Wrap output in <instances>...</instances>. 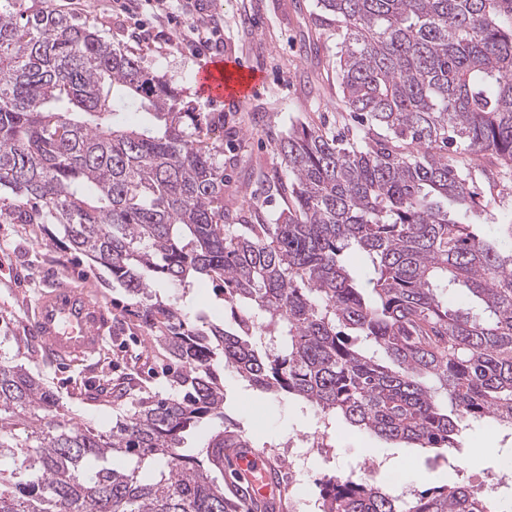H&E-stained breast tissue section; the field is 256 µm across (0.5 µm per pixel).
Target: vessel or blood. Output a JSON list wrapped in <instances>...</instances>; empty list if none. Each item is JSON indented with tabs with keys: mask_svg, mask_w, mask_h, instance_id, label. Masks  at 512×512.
Wrapping results in <instances>:
<instances>
[{
	"mask_svg": "<svg viewBox=\"0 0 512 512\" xmlns=\"http://www.w3.org/2000/svg\"><path fill=\"white\" fill-rule=\"evenodd\" d=\"M199 84L210 98L246 99L256 88L243 81L236 67L213 58L199 72ZM32 331L45 354L56 362H73L93 357L105 336L112 331V319L100 299L87 289L64 283L44 292L32 317ZM231 457L249 481L255 503L278 506L280 484L262 453L252 448L233 450Z\"/></svg>",
	"mask_w": 512,
	"mask_h": 512,
	"instance_id": "b4317fda",
	"label": "vessel or blood"
}]
</instances>
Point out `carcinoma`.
Masks as SVG:
<instances>
[{
	"instance_id": "cac0c4a2",
	"label": "carcinoma",
	"mask_w": 512,
	"mask_h": 512,
	"mask_svg": "<svg viewBox=\"0 0 512 512\" xmlns=\"http://www.w3.org/2000/svg\"><path fill=\"white\" fill-rule=\"evenodd\" d=\"M18 2L0 0V223L54 224L110 273L174 393L116 384L128 408L102 432L0 362V512H230L215 473L252 444L222 429L188 446L224 421L226 367L412 448H456L470 420L512 429V221L493 235L466 222L496 198L456 161L512 176V0H318L351 123L277 141L287 205L272 219L224 211V113L185 110L133 50ZM156 279L180 294L158 298ZM210 280L230 330L181 313ZM455 288L478 309L448 307ZM323 508L494 512L471 485L406 500L349 476L327 479Z\"/></svg>"
}]
</instances>
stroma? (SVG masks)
<instances>
[{"mask_svg": "<svg viewBox=\"0 0 512 512\" xmlns=\"http://www.w3.org/2000/svg\"><path fill=\"white\" fill-rule=\"evenodd\" d=\"M61 13L74 15L105 33L113 44L134 46L143 66L178 88L185 106L197 112L224 115L226 167L224 205L230 213L274 216L282 200L270 189L280 170L274 142L295 125L336 129L350 117L336 84V40L333 28L316 23V0H187L190 18L219 21V43L193 51L178 45V26L157 21L155 7L137 0V13L128 16L115 0H50ZM142 23L145 34L134 25ZM215 56L239 62L260 79L258 90L244 103L217 102L200 92L197 74ZM52 224L0 223V356L38 375L58 395L66 418L107 431L117 417L110 393L99 402L84 398L87 387L135 378L153 393L170 391L148 338L137 328L131 299L123 288L86 257L58 242ZM85 287L99 296L117 316L120 334L105 336L89 362L58 364L45 358L30 338L25 322L49 282ZM229 429L251 440L278 470H285L289 439L321 430L329 435L331 452L299 449L295 460L310 492V506L298 505L294 490L283 492V512H321L323 483L336 474L364 475L372 458L383 459L397 474L392 493L433 492L470 482L473 475L499 470L503 457L512 458V430L492 420L473 421L455 450H421L391 443L358 431L346 421L327 419L314 407L285 394L258 390L224 371V419L200 425L190 443L202 445L211 434ZM489 448L474 458L470 451Z\"/></svg>", "mask_w": 512, "mask_h": 512, "instance_id": "1", "label": "stroma"}]
</instances>
